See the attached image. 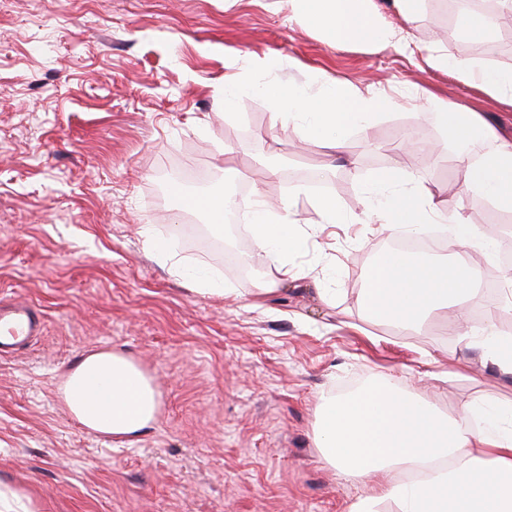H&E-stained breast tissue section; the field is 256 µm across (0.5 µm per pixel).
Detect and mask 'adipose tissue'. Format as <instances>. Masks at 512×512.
<instances>
[{
	"instance_id": "ef3b65f1",
	"label": "adipose tissue",
	"mask_w": 512,
	"mask_h": 512,
	"mask_svg": "<svg viewBox=\"0 0 512 512\" xmlns=\"http://www.w3.org/2000/svg\"><path fill=\"white\" fill-rule=\"evenodd\" d=\"M408 24L414 23L422 0H387ZM298 25L335 42L370 47H414L407 29L382 23L377 0H288ZM440 69L459 74L468 87L499 105L512 108V68L464 55L431 56ZM248 94L279 106L276 118L304 142L343 155L352 131L367 130L379 105L336 78L318 87L236 80L224 83V108L233 110ZM444 144H486L479 157L457 158L466 190L498 208L512 211V139L499 136L476 111L441 103L434 114ZM364 223L379 222L391 230L414 235L443 226L451 248H477L494 253V238L483 237L461 209H448L428 183L410 168L375 177L367 187ZM248 232L268 259L269 272L256 288L263 296L297 276L289 257L312 234L298 217L294 199L272 209L253 196ZM192 291L217 297L228 288L202 269L190 270L175 261L171 241L152 244ZM479 273L466 263L450 265L390 255L364 290L366 305L394 327L421 326L431 315L455 311L456 324L465 317L457 305L471 295ZM466 347L479 349L483 360L512 377V336L487 328L462 332ZM61 390L75 417L91 433L136 438L151 428L159 395L151 379L130 356L113 350L82 355L64 375ZM313 442L322 458L348 480L384 479L379 496L360 500L349 512H375L390 501L396 512H512V400L471 401L443 415L429 402L412 398L388 382L372 384L343 396L322 397L313 424Z\"/></svg>"
}]
</instances>
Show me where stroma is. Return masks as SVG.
<instances>
[{
    "mask_svg": "<svg viewBox=\"0 0 512 512\" xmlns=\"http://www.w3.org/2000/svg\"><path fill=\"white\" fill-rule=\"evenodd\" d=\"M466 9L425 0L408 55L304 32L288 0H0V301L24 299L44 330L0 358V490L32 512H349L374 481H348L320 457L312 425L321 396L388 379L451 413L474 398L512 399V379L484 367L444 321L420 331L373 316L362 292L392 234L362 224L366 184L399 157L405 127L438 138L434 98L486 113L512 138V111L429 65L481 59L482 41L449 38ZM319 85L333 77L379 100L364 133L330 158L304 146L257 95L221 114L224 81ZM457 149L419 179L459 204ZM326 169L346 224L323 251L292 261L302 279L256 297V279L225 275L215 255L178 241L182 264L234 287L190 292L151 250L175 222L202 213L186 197L241 183L271 203L295 196L316 221L317 194L268 159ZM336 291L324 304L318 289ZM480 289L470 330L504 331L512 309ZM116 348L160 395L155 425L105 441L65 404L63 375L82 353Z\"/></svg>",
    "mask_w": 512,
    "mask_h": 512,
    "instance_id": "stroma-1",
    "label": "stroma"
}]
</instances>
